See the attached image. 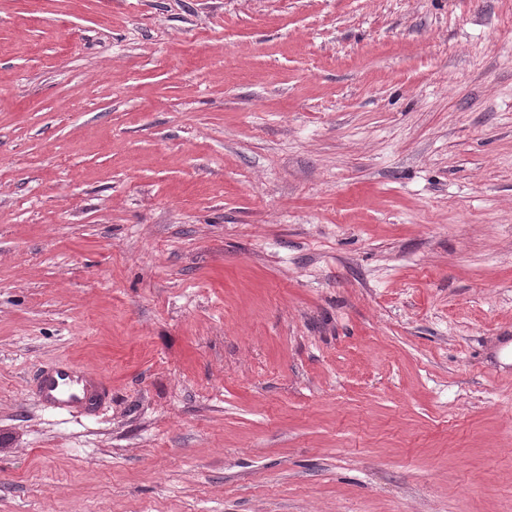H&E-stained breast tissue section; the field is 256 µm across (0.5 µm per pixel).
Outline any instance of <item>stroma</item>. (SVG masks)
I'll return each mask as SVG.
<instances>
[{
    "instance_id": "obj_1",
    "label": "stroma",
    "mask_w": 512,
    "mask_h": 512,
    "mask_svg": "<svg viewBox=\"0 0 512 512\" xmlns=\"http://www.w3.org/2000/svg\"><path fill=\"white\" fill-rule=\"evenodd\" d=\"M0 512H512V0H0ZM88 383L99 385L98 379L83 368L64 364L42 378L39 392L43 400L79 413L85 410Z\"/></svg>"
}]
</instances>
